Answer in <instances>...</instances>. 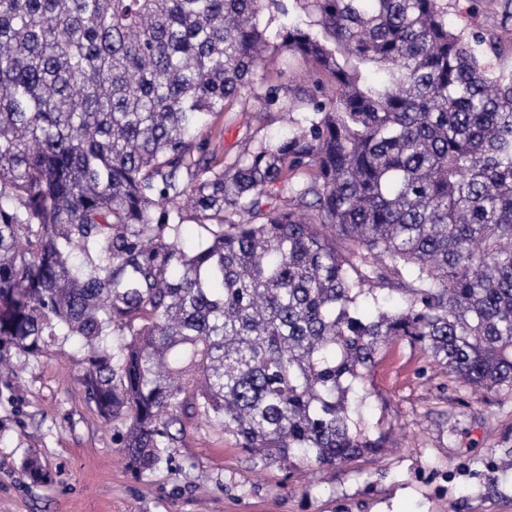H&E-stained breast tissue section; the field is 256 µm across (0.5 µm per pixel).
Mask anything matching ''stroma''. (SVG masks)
Listing matches in <instances>:
<instances>
[{
	"instance_id": "35a3bbf8",
	"label": "stroma",
	"mask_w": 512,
	"mask_h": 512,
	"mask_svg": "<svg viewBox=\"0 0 512 512\" xmlns=\"http://www.w3.org/2000/svg\"><path fill=\"white\" fill-rule=\"evenodd\" d=\"M448 21L474 17L512 40L505 0H447ZM305 64L269 52L256 80L291 89L310 84ZM0 512H512V470L501 496L481 497L486 459L512 448V390L473 396L407 344L393 348L366 389L365 420L391 448L334 472L300 464L253 468L222 430L191 413L171 428L169 457L151 471L129 467L123 421L104 422L80 377L79 344L50 347L37 360L0 349ZM49 483L32 482L27 458Z\"/></svg>"
}]
</instances>
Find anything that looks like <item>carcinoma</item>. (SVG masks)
Returning <instances> with one entry per match:
<instances>
[{"instance_id":"cac0c4a2","label":"carcinoma","mask_w":512,"mask_h":512,"mask_svg":"<svg viewBox=\"0 0 512 512\" xmlns=\"http://www.w3.org/2000/svg\"><path fill=\"white\" fill-rule=\"evenodd\" d=\"M297 2L273 30L266 0H0V344L81 340L139 471L185 406L255 466L373 455L355 383L395 343L512 390V42L445 0ZM270 47L316 75L276 140ZM247 98L220 157L197 132ZM260 104L254 99H247L245 111L242 112V105H236L234 112H224L220 120V126L224 128V137L217 140V146L224 150V154L231 156L239 149V139L244 131V124L250 119L254 110H259Z\"/></svg>"}]
</instances>
